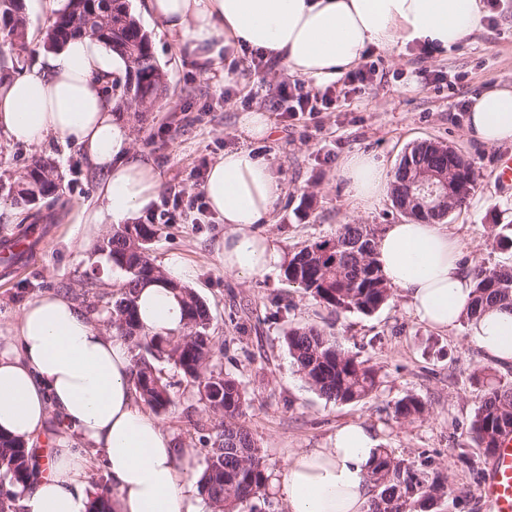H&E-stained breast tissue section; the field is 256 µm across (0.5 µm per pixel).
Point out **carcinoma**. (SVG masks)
<instances>
[{
  "label": "carcinoma",
  "mask_w": 512,
  "mask_h": 512,
  "mask_svg": "<svg viewBox=\"0 0 512 512\" xmlns=\"http://www.w3.org/2000/svg\"><path fill=\"white\" fill-rule=\"evenodd\" d=\"M97 11L73 6L67 0L52 18L45 32L43 46L58 50L69 40L89 36L107 49L119 53L128 63V79L120 98L145 109L153 106L167 90L165 72L157 64L150 34L132 12L129 0H95ZM19 0H0V39L21 49L26 48V19L21 15ZM439 160L428 143H420L403 156L394 182H402L410 164H429ZM458 177L463 189L475 187L471 162L458 159ZM48 170L60 177L49 157L33 156L25 171ZM145 242L141 251L124 233L108 237V257L114 266L125 271L127 279L120 292L107 302L106 324L131 343L138 352L133 356L132 379L143 404L160 413L172 403V384L162 376L155 362L164 360L177 368L194 386L210 389L208 412L221 421L215 434L207 423L197 421L200 440L210 444L197 484L206 496L211 512H265L266 490L270 474L264 463L262 448L240 421L248 404L246 393L234 378L209 368L215 354L210 336V312L191 288L175 283L173 289L182 296L185 327L177 337L153 334L140 324L137 313V290L142 283L157 279L150 258L153 230L147 224L135 226ZM473 290L466 319H473L491 306L512 308V267L486 268L481 265L470 272ZM288 283L309 293L315 300L336 313L372 314L391 296L374 252V232L362 224H343L336 235L315 241L294 254L285 269ZM288 350L304 381L320 395L336 403L357 402L378 388L377 372L345 351L315 325L292 327L286 334ZM425 404L415 395H407L394 406V417H420ZM471 430L486 455L499 446L501 439L512 435V387L492 386L475 413ZM41 475L35 449L15 438L0 435V512H17L20 492L37 483ZM376 494L370 512H430L437 499L447 493L445 478L419 473L386 448L378 449L370 472ZM88 512H113L112 488L105 487L90 498Z\"/></svg>",
  "instance_id": "1"
}]
</instances>
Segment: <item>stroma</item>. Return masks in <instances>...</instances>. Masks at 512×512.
<instances>
[{"instance_id":"stroma-1","label":"stroma","mask_w":512,"mask_h":512,"mask_svg":"<svg viewBox=\"0 0 512 512\" xmlns=\"http://www.w3.org/2000/svg\"><path fill=\"white\" fill-rule=\"evenodd\" d=\"M66 2L26 0L28 47L21 53L0 46V80L41 70L45 30ZM130 6L150 33L154 56L168 78L166 95L147 112L119 109L132 128L136 148L161 177L155 207L140 221L153 227L149 254L155 266L165 267L177 256L193 270L189 286L211 316V367L235 378L250 400L243 422L263 449L270 474L266 512H287L277 485L289 454L328 447L337 426L350 420L372 428L381 447L396 458L446 476L449 493L433 512H486L480 487L488 459L471 431L486 388L474 374L487 366L497 382L512 386V365L489 364L470 341L467 322L445 333L416 321L399 288L392 289L388 303L373 314L337 315L292 287L283 265L249 279L225 273L219 258L223 221L211 214L195 223L192 213L174 208L173 195L198 193L194 168L242 146L237 128L241 113L267 112L274 131L252 149L271 162L285 194L272 223L257 230L273 236L287 261L303 246L334 236L340 225L366 224L379 232L384 225L403 221L388 198L365 212L351 209L340 175L345 156L371 154L392 170L414 144L440 141L472 161L476 172L474 191L446 219L464 245L462 263L469 269L478 262L512 265V248L496 244L503 228L512 225V184L501 186L494 180L501 158L512 156V145L485 147L466 125L474 95L489 87L512 86V0L487 8L482 29L444 53L413 43L388 49L367 46L362 60L374 66L372 80L350 86L335 82L327 108L291 117L280 106L282 90L313 94L317 88L290 74L276 57H267L257 67L246 51L225 62L223 49L194 48L170 35L147 17L144 0H131ZM35 154L55 161L63 185L54 207L41 204L26 210L13 204L9 187ZM99 180L74 144L49 140L25 145L0 132V241L20 237L35 226L49 229L42 252L29 266L10 274L0 269L1 330L28 300L45 291L72 298L91 283L101 293L119 291L124 271L106 276L87 260L90 249L113 231L112 225L85 221L97 202ZM310 323L377 370L375 393L341 404L309 387L297 371L285 335L290 327ZM160 369L173 385V402L157 420L177 447L192 451L196 467H203L206 445L194 423L204 416V404L196 387L173 365L164 362ZM409 394L423 400L425 413L412 420L395 419V403ZM462 453L469 464L459 463Z\"/></svg>"}]
</instances>
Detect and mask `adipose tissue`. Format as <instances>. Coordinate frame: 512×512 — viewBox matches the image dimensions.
<instances>
[{
  "label": "adipose tissue",
  "mask_w": 512,
  "mask_h": 512,
  "mask_svg": "<svg viewBox=\"0 0 512 512\" xmlns=\"http://www.w3.org/2000/svg\"><path fill=\"white\" fill-rule=\"evenodd\" d=\"M146 8L182 41L205 46L220 37L226 59L259 50L319 82L357 66L366 45L402 41L445 49L480 30L484 17L480 0H146ZM124 69L120 56L82 37L50 54L40 73L0 82L1 132L24 144L73 143L100 173L90 224L131 223L159 191L158 171L136 152L107 92ZM468 130L488 147L512 144V87L475 97ZM341 175L358 210L391 191L392 174L369 154L346 156ZM203 192L224 221L225 273L250 278L274 270L280 252L255 230L284 195L271 163L247 147L226 151L209 167ZM461 249L447 225L414 218L388 225L375 243L380 268L390 286L403 289L409 312L442 331L458 325L471 299ZM192 275L175 257L164 277L139 286L138 316L146 329L181 333L183 306L169 282ZM469 335L494 363L512 365V310L487 309L471 321ZM131 367L127 341L96 326L65 295L35 296L10 324L0 342V435L30 443L43 434L50 412L60 418L49 470L25 494L23 512H87L88 445L112 477L114 512H205L189 455L140 404ZM377 447L373 430L356 420L337 428L330 447L289 455L278 485L287 512H368Z\"/></svg>",
  "instance_id": "1"
}]
</instances>
